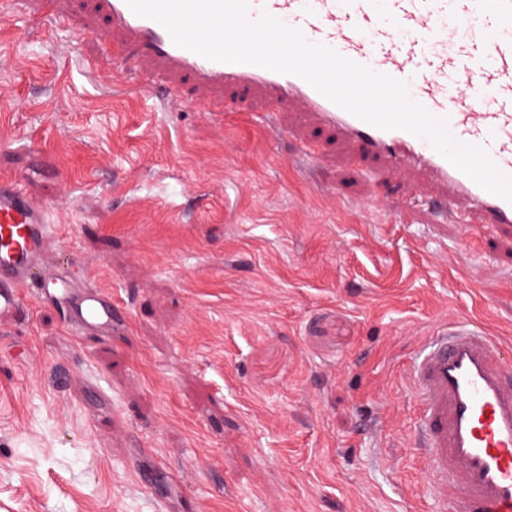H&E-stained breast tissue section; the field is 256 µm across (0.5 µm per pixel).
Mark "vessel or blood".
Masks as SVG:
<instances>
[{"label":"vessel or blood","instance_id":"1","mask_svg":"<svg viewBox=\"0 0 512 512\" xmlns=\"http://www.w3.org/2000/svg\"><path fill=\"white\" fill-rule=\"evenodd\" d=\"M67 0H0L20 18L61 13ZM269 14L309 42L404 82L410 97L449 120L452 135L480 146L512 175V0H249V15ZM89 19L104 18L109 41L131 56L141 88L163 85L169 102L207 100L248 89L267 115L295 107L352 147V164L382 160L389 168L427 174L449 222L512 225V203L486 191L403 129L383 130L354 116L302 78L252 64L222 63L177 46L156 21L126 0H90ZM48 205L19 182L0 179V319L20 306L22 288L47 261ZM55 288L88 331L112 324V301L71 278ZM418 402L416 446L429 462L430 490L443 512H512V362L498 340L455 321L437 329L413 361Z\"/></svg>","mask_w":512,"mask_h":512}]
</instances>
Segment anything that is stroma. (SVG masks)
I'll return each instance as SVG.
<instances>
[{
	"label": "stroma",
	"instance_id": "obj_1",
	"mask_svg": "<svg viewBox=\"0 0 512 512\" xmlns=\"http://www.w3.org/2000/svg\"><path fill=\"white\" fill-rule=\"evenodd\" d=\"M0 13V178L52 205L53 268L124 327L26 288L0 324V512H437L407 369L448 319L512 357V227L393 201L425 176L297 112L168 106L106 26ZM327 143L305 164L298 142ZM56 288L59 297L69 302L75 320L87 331H102L112 325V300L102 291L87 289L65 275L52 274L41 288Z\"/></svg>",
	"mask_w": 512,
	"mask_h": 512
}]
</instances>
